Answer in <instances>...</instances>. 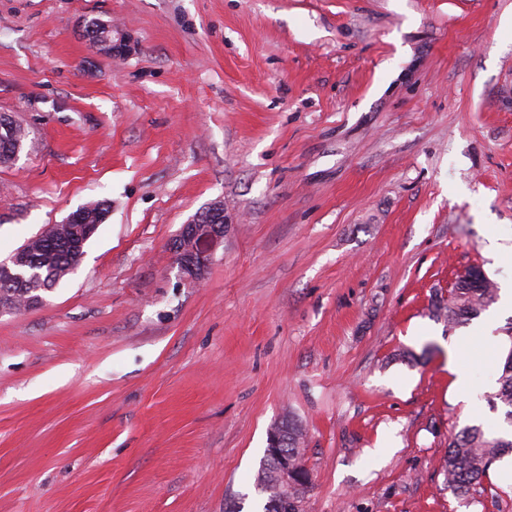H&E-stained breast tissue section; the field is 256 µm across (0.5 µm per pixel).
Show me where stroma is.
Wrapping results in <instances>:
<instances>
[{
    "label": "stroma",
    "mask_w": 512,
    "mask_h": 512,
    "mask_svg": "<svg viewBox=\"0 0 512 512\" xmlns=\"http://www.w3.org/2000/svg\"><path fill=\"white\" fill-rule=\"evenodd\" d=\"M109 22L130 52L82 32ZM512 0H0V260L109 214L43 304L0 314V512H263L268 433L305 432L304 512H512L445 488L451 434L498 428L512 312ZM224 204L201 284L170 244ZM412 351V360L399 358ZM2 120L9 122L8 128L2 127ZM27 137V131L20 124L0 115V154L5 153L2 155V158L0 157L1 165L11 164L17 159L19 146L24 147V141ZM18 143H20V145ZM16 144H18L17 149ZM15 149L16 151L14 152ZM6 151L9 152L6 153ZM87 209V218L90 219L91 222L99 220V215L102 212H107V208H105L103 204L98 203L91 209L83 206L68 215L64 224H73L72 230L74 235L72 238V245L77 252L83 251L86 242L94 237L100 226V224H84L83 216ZM497 298V288L483 271L473 267L458 275L448 290V300L436 301L432 315L444 319L449 329L467 324L478 317Z\"/></svg>",
    "instance_id": "obj_1"
}]
</instances>
